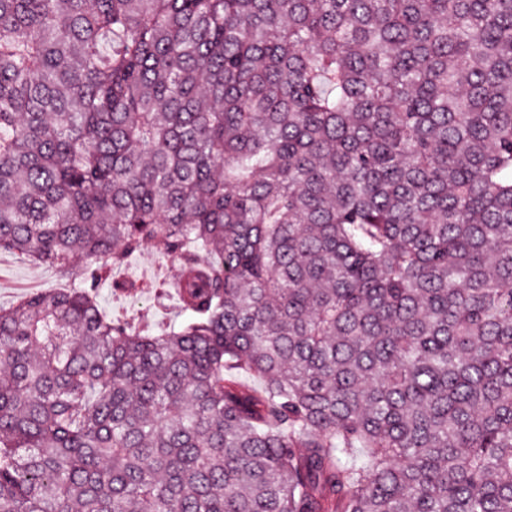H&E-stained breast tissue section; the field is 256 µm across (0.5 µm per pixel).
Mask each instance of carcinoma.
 I'll list each match as a JSON object with an SVG mask.
<instances>
[{"mask_svg":"<svg viewBox=\"0 0 512 512\" xmlns=\"http://www.w3.org/2000/svg\"><path fill=\"white\" fill-rule=\"evenodd\" d=\"M3 252L0 512H512V0H0ZM135 264H140L143 267L144 276L140 279L133 280L142 282L166 275L170 267V260L166 256L155 252L151 248H147L133 256L128 264L125 267L116 270L113 276L118 280L132 279L125 274V270L126 268L134 266ZM36 282L35 288L43 290L66 288L71 281L62 277L48 265L34 264L14 255H0V308H11L30 289H22L27 283ZM98 303L112 318L118 317L130 322L148 318L178 325L184 319L172 288H169L166 297L157 300L150 294H114L112 288L104 286L98 290Z\"/></svg>","mask_w":512,"mask_h":512,"instance_id":"cac0c4a2","label":"carcinoma"}]
</instances>
